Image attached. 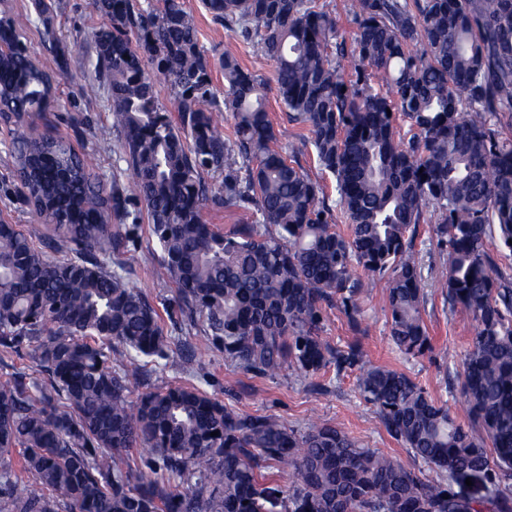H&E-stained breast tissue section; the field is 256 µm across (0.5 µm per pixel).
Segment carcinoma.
<instances>
[{"label": "carcinoma", "instance_id": "1", "mask_svg": "<svg viewBox=\"0 0 512 512\" xmlns=\"http://www.w3.org/2000/svg\"><path fill=\"white\" fill-rule=\"evenodd\" d=\"M159 2H86L112 22L96 34L94 74L111 90L122 159L162 254L154 277L175 284L181 312L202 320L224 360L256 377L357 371L363 400L423 467L324 419L298 428L191 382L150 387L152 365L176 356L184 367L194 350L108 269L137 247L139 225L112 227L125 215L120 192L29 123L6 157L44 232L0 222V362L27 358L42 378L0 385V512H512V277L489 249L512 258V0H342L349 42L319 0H203L252 48L249 66L222 61L229 134L214 120L194 16L183 0ZM22 27L0 19V104L19 121L52 95ZM145 53L173 90L175 124ZM269 62L288 121L336 182L345 234L324 186L276 147ZM209 202L255 221L223 233L203 219ZM420 224L448 255L442 294L475 323L465 422L411 375L321 336L327 308L357 325L361 270L385 281L395 347L433 352ZM133 448L139 458L121 457ZM278 464L293 468L285 488L264 473ZM470 472L484 476V497L469 494Z\"/></svg>", "mask_w": 512, "mask_h": 512}]
</instances>
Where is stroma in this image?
Masks as SVG:
<instances>
[{"label":"stroma","instance_id":"obj_1","mask_svg":"<svg viewBox=\"0 0 512 512\" xmlns=\"http://www.w3.org/2000/svg\"><path fill=\"white\" fill-rule=\"evenodd\" d=\"M193 14L201 48L211 58V84L216 95L224 93V72L219 65L224 54L236 57L241 65L251 63V48L242 38L215 21L202 0H183ZM86 0H0V13L29 17L24 34L31 55L52 78L51 103L46 111L35 113L34 121L49 135L68 140L79 154L89 157L94 175L103 183L119 180L125 196H132L131 183L121 161L122 135L113 132L109 140H100L97 131L111 124V92L94 78V35L109 26L108 17L87 10ZM267 109L278 146L293 150L312 179L324 184L329 201H336L335 181L322 174L313 147L298 135L288 121V112L276 96L273 66L264 70ZM15 121L0 117V219L13 224L35 225L38 217L19 199L18 182L11 165L5 163V147L17 136ZM140 243L127 255L125 273L131 285L142 290L161 316L168 335H176L182 315L176 303L172 283H160L152 275L161 252L146 230L147 217L141 216ZM415 250L428 294L423 318L432 338L433 353L411 358L400 353L389 339L386 323L384 283L365 284L361 294V315L357 324L337 308L326 309L324 338L333 345L358 343L367 360L377 365L404 371L426 387L435 399L447 403L451 412L462 411V358L473 336L474 322L461 306L451 305L436 283L443 276L446 255L438 247L430 225L418 227ZM187 338L195 346L196 358L190 376L174 367L157 368L150 382L163 387L190 379L208 394L241 410L272 414L285 423L302 427L320 417L331 421L364 445L390 454L405 466L415 461L378 423L372 408L359 397L356 374L337 373L329 367L316 375L301 377L284 370L274 378H258L227 364L224 352L214 347L202 328L189 331Z\"/></svg>","mask_w":512,"mask_h":512}]
</instances>
